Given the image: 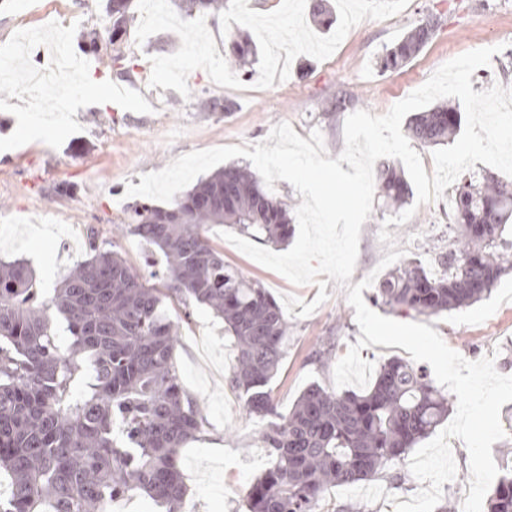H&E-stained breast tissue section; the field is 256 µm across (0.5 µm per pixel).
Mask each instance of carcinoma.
<instances>
[{"instance_id":"obj_1","label":"carcinoma","mask_w":512,"mask_h":512,"mask_svg":"<svg viewBox=\"0 0 512 512\" xmlns=\"http://www.w3.org/2000/svg\"><path fill=\"white\" fill-rule=\"evenodd\" d=\"M132 0H109V41L126 34ZM226 0H178L186 15L214 19ZM315 24H333L327 0H311ZM436 27L413 25L386 50L381 66L402 68L433 39ZM248 34L228 36L224 64L255 60ZM457 108L440 104L407 125L423 146L454 139ZM385 209L410 195L404 172L382 161L375 180ZM292 205L271 197L246 166L228 165L169 207L137 205L124 231L164 255L165 270L145 277L119 251L89 237V257L48 293L21 259L0 260V473L11 493L0 512H108L134 491L164 512L185 499L180 448L202 430L197 399L179 381L178 320L194 304L223 319L235 356L227 384L258 419L268 467L245 495L246 512H320L333 484L370 480L400 462L448 419L452 398L429 372L401 357L380 364L368 389L338 392L310 384L288 414L278 411L270 384L283 357L288 322L260 282L224 264L206 235L229 224L259 241L283 244ZM448 218L459 228L435 256L438 276L410 260L375 286L374 301L404 314L438 315L490 294L512 269V186L493 174L456 188ZM158 279L162 287L149 284ZM62 319L70 343L55 339ZM487 512H512V468L493 485Z\"/></svg>"}]
</instances>
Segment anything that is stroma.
I'll return each instance as SVG.
<instances>
[{
    "label": "stroma",
    "instance_id": "1",
    "mask_svg": "<svg viewBox=\"0 0 512 512\" xmlns=\"http://www.w3.org/2000/svg\"><path fill=\"white\" fill-rule=\"evenodd\" d=\"M107 0H0V47L12 53L17 73L36 64V52L19 42L20 32L52 43L68 38L72 55L85 63L79 80L130 84L131 102L100 99L75 82L60 80L54 100L30 102L16 85L0 79V258L25 260L40 287H56L68 268L88 256L89 238L115 246L140 272L160 265L138 238L121 234L120 224L132 198L128 184H140L177 157L228 145L250 147L265 140L274 125L290 124L302 138L320 131L328 158L344 149L348 114L366 110L382 115L422 86L444 63L472 50L498 47L490 65L471 77L474 91L498 84L512 88V0H334L336 25L317 27L304 0H229L216 20H201L171 9L160 21L152 0H133L127 35L112 46L104 32ZM434 15L439 27L432 41L405 66L382 71L385 49L421 18ZM242 29L256 46L251 74L224 64L225 32ZM98 34L99 50L80 52L78 44ZM120 60L109 63L108 58ZM229 100L231 114L204 113L196 100ZM346 97L348 109L328 113L327 100ZM420 205L405 224H385L372 211L361 227L352 282L366 278L397 246L404 260L432 267L435 253L447 250L455 231L448 226L449 196ZM392 234L393 245L379 239ZM224 225L208 226L225 263L258 280L276 299L293 296L312 302L315 285H293L283 275L254 261L223 237ZM327 300L306 317L288 316L286 353L271 382L281 412L311 383L333 387V367L322 368L310 356L319 343L335 338L345 355L361 335L355 310L336 282ZM424 324L462 357L494 360L496 370L512 375V271L501 276L491 294L473 305L427 316ZM234 347L223 322L195 305L177 329L176 361L181 382L200 403L205 426L189 440L180 457L189 493L181 512H244V495L267 466L260 427L244 403L226 385ZM405 482L389 475L358 486H331L324 493L328 512L348 506L363 512H394L392 497L408 501L420 482L408 461L396 465Z\"/></svg>",
    "mask_w": 512,
    "mask_h": 512
}]
</instances>
